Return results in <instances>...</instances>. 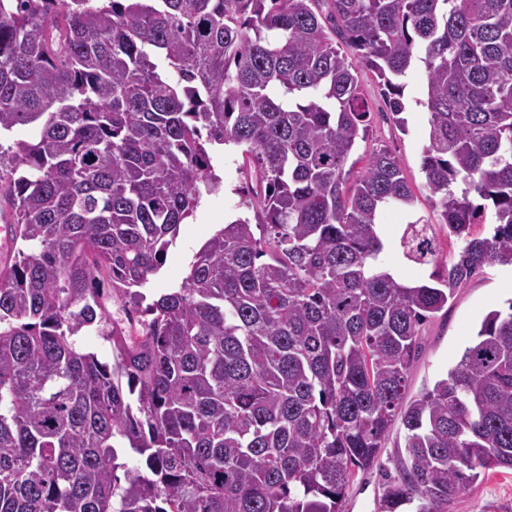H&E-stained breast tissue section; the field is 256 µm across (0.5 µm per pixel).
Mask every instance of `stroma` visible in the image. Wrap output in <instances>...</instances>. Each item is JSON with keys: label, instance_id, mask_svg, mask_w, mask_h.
<instances>
[{"label": "stroma", "instance_id": "1", "mask_svg": "<svg viewBox=\"0 0 512 512\" xmlns=\"http://www.w3.org/2000/svg\"><path fill=\"white\" fill-rule=\"evenodd\" d=\"M360 79L371 109L367 137L354 153L359 161L386 147L399 157L403 174L416 201L412 211L393 208L381 218L380 233L386 244L382 262L405 280H424L428 271L404 259L398 239L409 213L440 224L441 218L425 187L421 170L422 148L426 140L429 113L426 99V75L422 65H415L404 78L402 117H395L385 105L382 87L368 69H361ZM242 162L232 146L215 149L213 165L222 179L216 193L202 199L192 217L182 224L175 245L164 258L160 272L151 276L144 292L153 299L181 285L194 254L204 242L229 219L248 216L243 200L245 177ZM512 299V267L493 266L483 270L456 289L446 311L427 321L421 328L422 349L413 361L409 375V392L417 394L445 376L459 361L464 349L475 337L485 315L494 309L506 308ZM394 450L385 448L377 466L358 473L351 483L344 512H382V496L386 474L394 473ZM451 512H512V473H497L479 478L463 491L451 506Z\"/></svg>", "mask_w": 512, "mask_h": 512}]
</instances>
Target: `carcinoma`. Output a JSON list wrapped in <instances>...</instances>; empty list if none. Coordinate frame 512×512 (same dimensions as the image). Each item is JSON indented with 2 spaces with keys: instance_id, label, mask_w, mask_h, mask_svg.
I'll return each instance as SVG.
<instances>
[{
  "instance_id": "obj_1",
  "label": "carcinoma",
  "mask_w": 512,
  "mask_h": 512,
  "mask_svg": "<svg viewBox=\"0 0 512 512\" xmlns=\"http://www.w3.org/2000/svg\"><path fill=\"white\" fill-rule=\"evenodd\" d=\"M344 45L396 115L424 65L421 170L457 251L422 217L399 248L434 284L379 260L382 213L414 204L399 158L373 152L346 188L371 112ZM18 126L0 151V512H343L397 420L385 512H449L512 471V301L407 396L423 322L512 265V0H0V135ZM224 145L257 224H225L143 304ZM107 291L150 316L136 334ZM93 325L110 366L76 343ZM127 450L146 471L122 485Z\"/></svg>"
}]
</instances>
